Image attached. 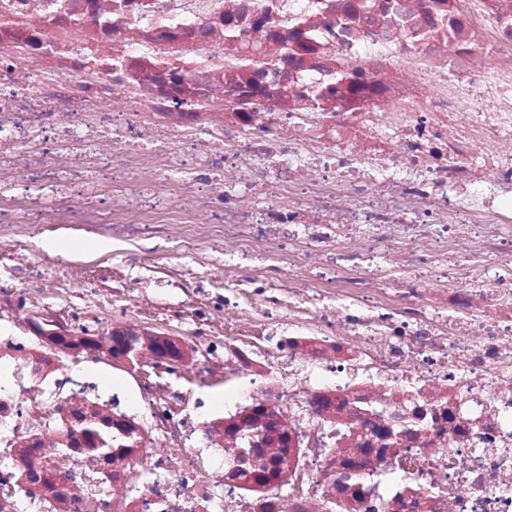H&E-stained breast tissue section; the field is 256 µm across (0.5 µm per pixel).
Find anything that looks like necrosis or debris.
I'll list each match as a JSON object with an SVG mask.
<instances>
[{
  "mask_svg": "<svg viewBox=\"0 0 512 512\" xmlns=\"http://www.w3.org/2000/svg\"><path fill=\"white\" fill-rule=\"evenodd\" d=\"M22 500L512 512V0H0ZM53 238L64 242V245L60 247L63 250L57 251L64 260L95 259L97 263H102L103 265H107L110 262L107 252L112 250L111 247L97 249V244L81 242L71 237L67 232L60 233L58 231L57 235Z\"/></svg>",
  "mask_w": 512,
  "mask_h": 512,
  "instance_id": "4bbe7bcc",
  "label": "necrosis or debris"
}]
</instances>
